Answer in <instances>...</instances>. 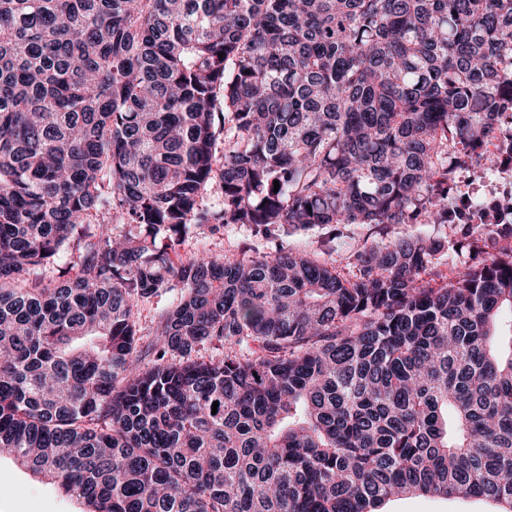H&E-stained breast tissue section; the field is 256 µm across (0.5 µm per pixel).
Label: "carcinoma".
Wrapping results in <instances>:
<instances>
[{"instance_id":"carcinoma-1","label":"carcinoma","mask_w":512,"mask_h":512,"mask_svg":"<svg viewBox=\"0 0 512 512\" xmlns=\"http://www.w3.org/2000/svg\"><path fill=\"white\" fill-rule=\"evenodd\" d=\"M487 162L512 165V0H0V455L84 512H512V219L448 202ZM423 220L476 261L179 254ZM171 285L145 366L133 303ZM382 510L384 512H491L496 509L494 502L488 500L409 495L388 501Z\"/></svg>"}]
</instances>
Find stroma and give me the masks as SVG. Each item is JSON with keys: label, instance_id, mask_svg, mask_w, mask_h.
<instances>
[{"label": "stroma", "instance_id": "obj_1", "mask_svg": "<svg viewBox=\"0 0 512 512\" xmlns=\"http://www.w3.org/2000/svg\"><path fill=\"white\" fill-rule=\"evenodd\" d=\"M455 185L459 194L473 203L486 197H500L512 190V168L490 163L478 168L463 166L456 172ZM397 238L431 239L442 244L439 269L446 275L462 271L468 261L467 255L457 251L453 245V228L423 223L387 228L374 224H340L332 234L312 227L281 234L276 240L254 235L244 227L231 226L217 235L203 228L191 235L182 250L197 256L215 251L228 258L240 259L269 254L282 243L289 249L335 265L338 272L350 279L357 272L355 256L359 251ZM179 295V289L164 288L135 304L137 349L142 354L143 364L152 363L156 324ZM83 508L80 500L66 494L57 485L33 476L9 456L0 457V512H82ZM494 509V502L488 500L409 495L388 501L383 512H494Z\"/></svg>", "mask_w": 512, "mask_h": 512}]
</instances>
